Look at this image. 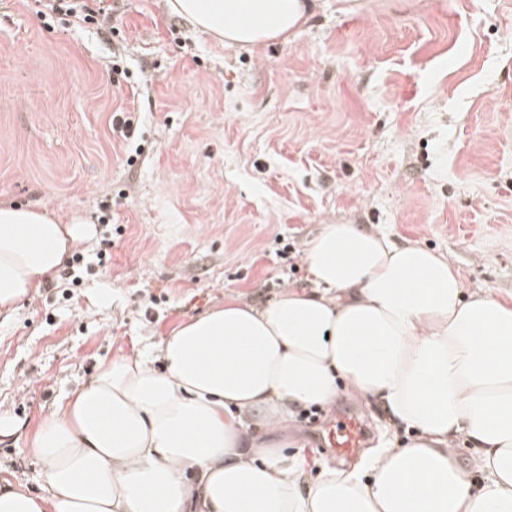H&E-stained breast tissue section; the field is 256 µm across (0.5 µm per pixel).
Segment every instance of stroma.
Here are the masks:
<instances>
[{
    "mask_svg": "<svg viewBox=\"0 0 512 512\" xmlns=\"http://www.w3.org/2000/svg\"><path fill=\"white\" fill-rule=\"evenodd\" d=\"M318 2L296 35L246 50L167 0H115L110 34L0 0V203L91 229L78 279L59 270L0 314V421L15 429L1 486L46 494L32 435L102 364L157 350L225 295L262 306L310 287L281 251L306 253L324 225L422 244L465 293L512 298V0ZM340 410L369 445L408 438L377 399L339 395L291 423L308 476L336 461L319 437Z\"/></svg>",
    "mask_w": 512,
    "mask_h": 512,
    "instance_id": "35a3bbf8",
    "label": "stroma"
}]
</instances>
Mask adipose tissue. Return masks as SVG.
<instances>
[{"mask_svg":"<svg viewBox=\"0 0 512 512\" xmlns=\"http://www.w3.org/2000/svg\"><path fill=\"white\" fill-rule=\"evenodd\" d=\"M167 6L254 48L296 34L315 0ZM87 234L79 217L0 205V312ZM304 260L313 289L260 308L225 297L162 341L163 369L144 353L105 363L33 435L48 495L0 486V512H512V304L464 293L448 256L354 224L326 225ZM342 389L412 436L307 480L263 435Z\"/></svg>","mask_w":512,"mask_h":512,"instance_id":"adipose-tissue-1","label":"adipose tissue"}]
</instances>
